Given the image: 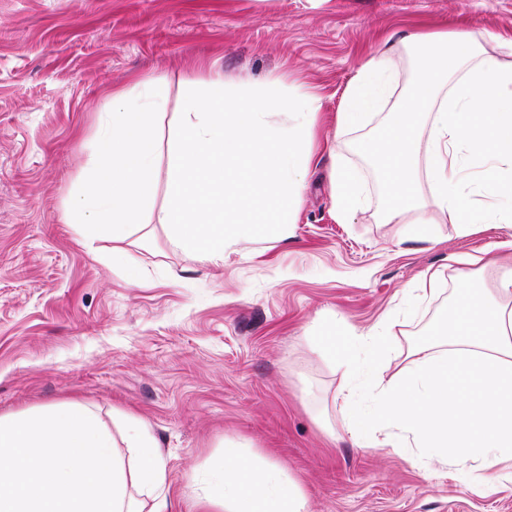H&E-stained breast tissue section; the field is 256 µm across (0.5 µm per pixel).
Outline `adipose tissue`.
<instances>
[{
	"mask_svg": "<svg viewBox=\"0 0 512 512\" xmlns=\"http://www.w3.org/2000/svg\"><path fill=\"white\" fill-rule=\"evenodd\" d=\"M415 45V78L395 93L394 50L364 54L346 87L336 130L360 127L386 110L358 150L378 167L386 224L434 223L442 212L459 233L474 224L512 223V37L503 56L485 55L474 32L458 28L404 34ZM169 100L160 78L112 91V110L92 142L83 191L67 204L66 223L87 237L108 229L124 241L143 220L161 224L172 242L218 263L241 241L275 227L287 237L310 173L324 104L303 84L270 78L232 86L203 69L182 87V110L168 130L159 116ZM430 114L427 140L416 127ZM329 184L338 221L359 207L356 171L329 140ZM167 193L155 206L158 166ZM428 183L434 197L420 193ZM492 286L458 270L454 308L440 347L411 350L413 369L384 380L379 331L356 336L337 368L360 372L376 407L341 408L364 447L416 448L422 464L474 462L479 477L512 481V250L487 258ZM214 480L195 487L191 512H307L300 484L277 466L257 467L228 448ZM0 512H171L166 463L148 424L128 417L110 429L93 410L33 408L0 416Z\"/></svg>",
	"mask_w": 512,
	"mask_h": 512,
	"instance_id": "1",
	"label": "adipose tissue"
}]
</instances>
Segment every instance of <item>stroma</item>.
Here are the masks:
<instances>
[{
  "label": "stroma",
  "instance_id": "35a3bbf8",
  "mask_svg": "<svg viewBox=\"0 0 512 512\" xmlns=\"http://www.w3.org/2000/svg\"><path fill=\"white\" fill-rule=\"evenodd\" d=\"M462 25L496 51L512 0H0V416L74 404L143 418L176 512L190 509L188 473L206 475L231 443L298 481L309 512H512V482L358 447L335 405L354 382L308 343L380 325L398 373L455 296L449 256L512 239L504 224L461 235L443 216L379 222L383 196L354 145L382 115L339 139L363 195L343 224L320 147L291 236H257L219 264L157 224L114 264L110 237L86 243L63 219L113 88L165 78L168 124L198 65L234 85L279 76L316 90L330 135L362 54ZM433 275L439 290L422 297Z\"/></svg>",
  "mask_w": 512,
  "mask_h": 512
}]
</instances>
